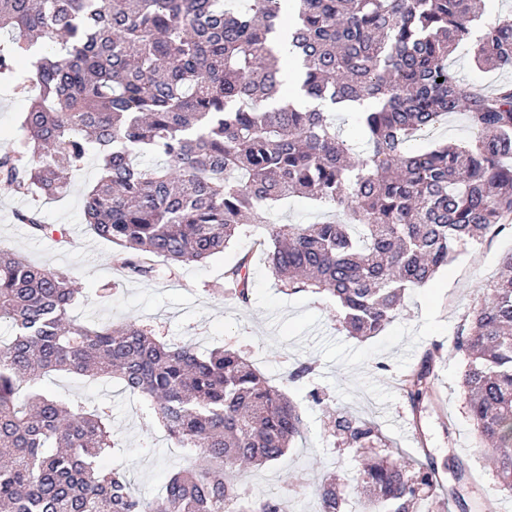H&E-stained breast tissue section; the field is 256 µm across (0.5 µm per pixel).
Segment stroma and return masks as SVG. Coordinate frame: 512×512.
Instances as JSON below:
<instances>
[{
    "mask_svg": "<svg viewBox=\"0 0 512 512\" xmlns=\"http://www.w3.org/2000/svg\"><path fill=\"white\" fill-rule=\"evenodd\" d=\"M29 68V61H22L14 81H0V150L12 146L29 107V96L15 89ZM471 136L465 116L456 113L419 133L412 146L460 144ZM97 173L94 161H87L73 173L67 193L54 199L0 191V247L48 269L70 270L82 289L72 312L78 321L119 324L133 319L165 343H190L202 353L238 351L284 391L301 416L302 434L279 460L248 468L254 495H280L302 482L306 489L292 508L317 512L313 489L333 478L344 487L348 512H358L354 476L360 459L333 434L337 411L346 410L380 426L387 439L382 452L390 459L434 463L444 491L430 512H498L512 506V491L499 484L468 414L464 357L453 347L459 325L483 300L484 286L497 276L502 257L512 252V229L467 247L426 285L408 290L379 335L360 338L342 327L329 295L285 293L257 244L263 230L254 224L246 225L222 254L185 266L175 279L142 282L123 276L111 262L115 246L84 222V197ZM31 208L57 228L56 236H34L15 221L17 211ZM244 256L250 261L249 302L241 303L227 291L212 293V285L223 282L225 271ZM425 361L431 365L432 391L415 406L402 381ZM302 362L312 365V373L286 381V374ZM41 385L71 406L109 413L114 446L104 463L125 471L142 497L159 498L173 472L199 461L198 455L172 446L153 409L123 392L118 381L53 372Z\"/></svg>",
    "mask_w": 512,
    "mask_h": 512,
    "instance_id": "obj_1",
    "label": "stroma"
}]
</instances>
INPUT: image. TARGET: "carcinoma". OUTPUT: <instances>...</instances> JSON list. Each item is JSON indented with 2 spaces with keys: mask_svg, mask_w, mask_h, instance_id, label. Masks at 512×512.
Here are the masks:
<instances>
[{
  "mask_svg": "<svg viewBox=\"0 0 512 512\" xmlns=\"http://www.w3.org/2000/svg\"><path fill=\"white\" fill-rule=\"evenodd\" d=\"M480 0H0V75L38 41L39 89L15 144L0 152V190L55 198L70 170L93 158L85 195L90 230L119 247L132 279L174 278L224 252L246 221L264 227L268 267L281 286L336 299L342 326L372 337L406 290L425 285L471 241L512 224V80L492 91L452 69L475 40L472 63L512 72V17L473 34ZM443 82H437V79ZM290 80L319 107L279 95ZM354 102L360 149L336 132V104ZM465 114L478 138L414 151L415 135ZM157 161L148 167L141 157ZM302 196L332 210L316 224H276L273 208ZM16 219L54 233L34 211ZM249 301L246 261L227 272ZM459 326L463 387L501 486L512 490V253ZM65 269L0 250V509L3 512H283L286 496L243 506L246 474L278 460L301 436L286 395L234 350L169 347L130 320L84 325ZM117 378L148 400L177 448L203 467L168 480L160 502L132 494L126 472L101 469L105 412H85L35 385L52 371ZM430 366L405 379L418 402ZM341 443L375 459L359 470L364 512H420L443 489L431 462L381 456L376 422L340 412ZM320 512H344L327 481Z\"/></svg>",
  "mask_w": 512,
  "mask_h": 512,
  "instance_id": "obj_1",
  "label": "carcinoma"
}]
</instances>
